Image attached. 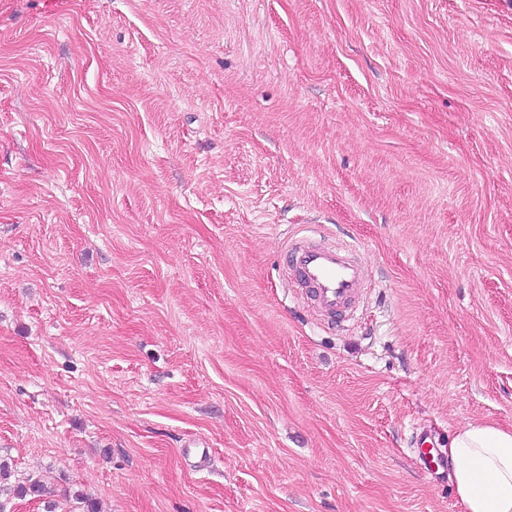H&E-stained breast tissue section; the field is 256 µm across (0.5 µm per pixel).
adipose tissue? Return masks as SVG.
I'll return each instance as SVG.
<instances>
[{
	"mask_svg": "<svg viewBox=\"0 0 512 512\" xmlns=\"http://www.w3.org/2000/svg\"><path fill=\"white\" fill-rule=\"evenodd\" d=\"M447 453L463 512H512V429L467 424L454 433Z\"/></svg>",
	"mask_w": 512,
	"mask_h": 512,
	"instance_id": "adipose-tissue-1",
	"label": "adipose tissue"
}]
</instances>
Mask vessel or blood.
<instances>
[{
	"label": "vessel or blood",
	"mask_w": 512,
	"mask_h": 512,
	"mask_svg": "<svg viewBox=\"0 0 512 512\" xmlns=\"http://www.w3.org/2000/svg\"><path fill=\"white\" fill-rule=\"evenodd\" d=\"M285 262L297 285L314 303L317 316L327 325L351 310L367 282V270L355 249L343 244H315L304 237H292ZM427 432L416 437L417 455L424 470L436 474L447 462L431 449Z\"/></svg>",
	"instance_id": "b4317fda"
}]
</instances>
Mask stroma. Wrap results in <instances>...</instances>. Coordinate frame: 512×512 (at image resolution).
Here are the masks:
<instances>
[{
    "mask_svg": "<svg viewBox=\"0 0 512 512\" xmlns=\"http://www.w3.org/2000/svg\"><path fill=\"white\" fill-rule=\"evenodd\" d=\"M370 286L327 329L303 225ZM512 427V0H0L6 512H462ZM210 447L206 463L189 440ZM432 443L425 431L416 436L421 466L439 475L448 464V478L463 512H512V429L492 422L468 423L451 437L448 462L433 453Z\"/></svg>",
    "mask_w": 512,
    "mask_h": 512,
    "instance_id": "1",
    "label": "stroma"
}]
</instances>
